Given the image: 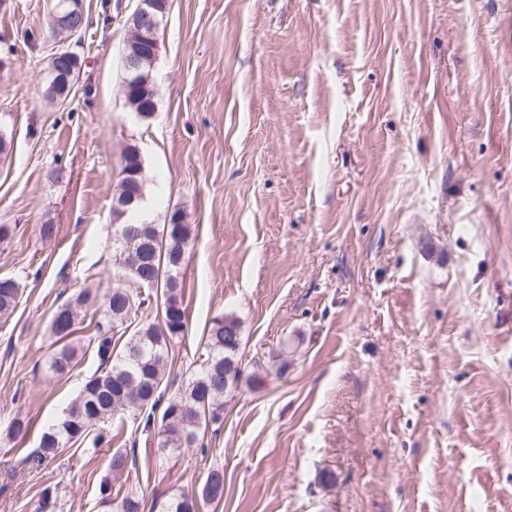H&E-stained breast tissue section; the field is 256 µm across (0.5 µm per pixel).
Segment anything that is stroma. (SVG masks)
Wrapping results in <instances>:
<instances>
[{
	"label": "stroma",
	"instance_id": "obj_1",
	"mask_svg": "<svg viewBox=\"0 0 512 512\" xmlns=\"http://www.w3.org/2000/svg\"><path fill=\"white\" fill-rule=\"evenodd\" d=\"M84 2L81 73L52 105L53 2L0 0V277L22 285L0 319V512H39L49 485L58 512L127 494L166 512L213 468L224 496L199 512H512V0H168L146 120L123 86L138 0ZM130 144L147 222L177 210L189 229L168 392L222 315L245 373L206 449L161 453L128 417L35 469L24 457L99 366V306L64 376L50 321L118 282ZM143 170L144 163L138 148L135 145L126 147L121 157L119 188L126 189V192L144 199L145 178ZM125 173L128 175L125 176Z\"/></svg>",
	"mask_w": 512,
	"mask_h": 512
}]
</instances>
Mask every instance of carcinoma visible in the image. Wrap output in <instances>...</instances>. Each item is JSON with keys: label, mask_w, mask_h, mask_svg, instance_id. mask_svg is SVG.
Segmentation results:
<instances>
[{"label": "carcinoma", "mask_w": 512, "mask_h": 512, "mask_svg": "<svg viewBox=\"0 0 512 512\" xmlns=\"http://www.w3.org/2000/svg\"><path fill=\"white\" fill-rule=\"evenodd\" d=\"M142 51L139 69L124 72V91L127 104L142 119L155 110L156 91L149 74L156 55L148 43L137 45L126 41L122 56ZM144 163L135 146L125 148L121 157L119 187L142 197L145 195ZM172 212L163 225L146 224V234L154 241V258L137 268L128 262L127 248H114V264L118 275L126 280L151 281L156 297L162 300L161 317L156 322H139L134 333L121 348H116L112 337H98L96 355L99 369L85 383L81 392L63 411L59 421L40 436L38 448L28 456L35 468L48 466L58 450L69 443L91 439L93 446L112 441L110 426L128 412L141 416L144 429L160 423V447L170 453L180 448H206L201 435L209 427L220 429L224 423L225 399L234 394L244 373L241 355L240 322L224 316L215 317L208 329L202 363L191 374L185 385L169 397H164L162 385L166 376L169 347L173 340L184 336L187 327L186 309L179 301L182 288V267L176 262L185 258L189 233L183 220ZM21 290L19 281L0 278V318L14 311ZM90 301L81 292L74 301L56 309L51 318V333L61 342L51 354L48 369L60 376L74 367L76 349L66 343L72 335L78 317V307ZM146 300L139 294L120 286L113 287L104 297L102 320L96 323L98 331L114 329L137 316ZM161 415H156L157 408ZM224 496V471H208L201 488V498L213 502ZM168 512H197L193 493L175 497Z\"/></svg>", "instance_id": "cac0c4a2"}]
</instances>
